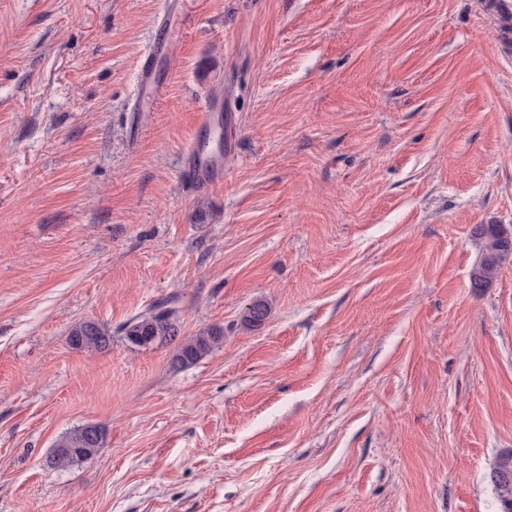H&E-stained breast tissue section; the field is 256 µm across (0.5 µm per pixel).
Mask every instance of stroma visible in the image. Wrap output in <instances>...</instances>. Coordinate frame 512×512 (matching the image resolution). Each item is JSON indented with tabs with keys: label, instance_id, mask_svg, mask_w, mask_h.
<instances>
[{
	"label": "stroma",
	"instance_id": "stroma-1",
	"mask_svg": "<svg viewBox=\"0 0 512 512\" xmlns=\"http://www.w3.org/2000/svg\"><path fill=\"white\" fill-rule=\"evenodd\" d=\"M165 2L0 0V512H496L512 255L474 290L472 228L512 231V19L179 0L145 98ZM211 105L236 138L189 189ZM166 299L176 341L127 343ZM85 321L108 350L70 344ZM209 154L200 153L186 164L183 178L191 185H204L222 178V169L212 164ZM224 340V329L220 326L210 327L200 334L181 342L173 356V364L186 367L197 363ZM106 429L98 424L85 425L62 436L51 451L50 463L64 468L75 461L91 459L106 442Z\"/></svg>",
	"mask_w": 512,
	"mask_h": 512
}]
</instances>
